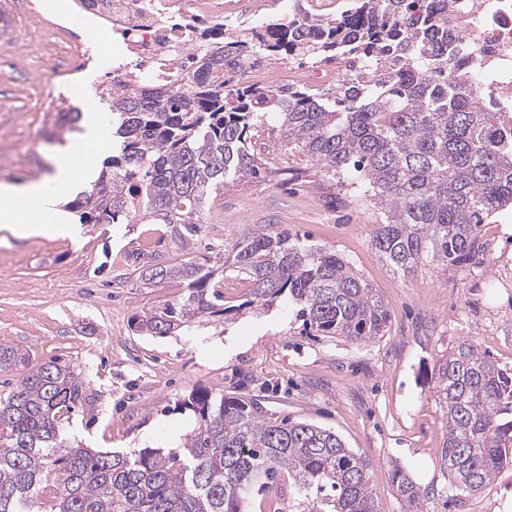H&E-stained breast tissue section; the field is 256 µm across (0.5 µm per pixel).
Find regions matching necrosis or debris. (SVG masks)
<instances>
[{
  "label": "necrosis or debris",
  "mask_w": 512,
  "mask_h": 512,
  "mask_svg": "<svg viewBox=\"0 0 512 512\" xmlns=\"http://www.w3.org/2000/svg\"><path fill=\"white\" fill-rule=\"evenodd\" d=\"M453 31L475 48L482 74L480 86L512 112V0H462ZM279 0H74L113 34H140L130 51L138 56L140 77L175 89L183 88L182 58L193 45L203 20L243 23L277 7Z\"/></svg>",
  "instance_id": "4bbe7bcc"
}]
</instances>
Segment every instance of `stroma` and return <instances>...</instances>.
Wrapping results in <instances>:
<instances>
[{
  "label": "stroma",
  "mask_w": 512,
  "mask_h": 512,
  "mask_svg": "<svg viewBox=\"0 0 512 512\" xmlns=\"http://www.w3.org/2000/svg\"><path fill=\"white\" fill-rule=\"evenodd\" d=\"M0 0L17 14L46 56L88 16L71 0ZM27 44L0 66V184L49 173L74 129H56L31 113L46 78H22ZM101 59L74 82L56 80L83 115H104L99 92L112 78L115 42L86 43ZM269 123L278 174L264 183L237 182L213 194L196 230L182 224H80L72 240L47 234L14 236L0 227V345L27 351L34 362L74 366L92 404L77 412L69 439L89 448L123 451L166 446L170 434L193 427L177 408L193 389L213 396L254 398L279 418L336 431L365 463L366 483L380 512H512V465L476 495L455 489L441 460L444 410L435 395L439 359L469 341L499 367L512 369V208L482 228L485 250L462 268L401 274L371 244L379 213L336 183L307 157L288 152ZM288 231L330 247L375 288L390 312L385 336L354 343L309 330L296 308L246 307L244 282L224 276V298L238 307L227 318L202 317L168 336L137 332L133 319L177 296L178 286L142 287L141 268L193 261L218 268L224 244L242 228ZM400 466L420 491L408 504L392 482Z\"/></svg>",
  "instance_id": "35a3bbf8"
}]
</instances>
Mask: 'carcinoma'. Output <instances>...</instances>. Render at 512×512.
Listing matches in <instances>:
<instances>
[{"instance_id": "carcinoma-1", "label": "carcinoma", "mask_w": 512, "mask_h": 512, "mask_svg": "<svg viewBox=\"0 0 512 512\" xmlns=\"http://www.w3.org/2000/svg\"><path fill=\"white\" fill-rule=\"evenodd\" d=\"M458 0H352L333 20H269L247 34L213 25L190 54L188 84L171 89L116 75L112 156L74 201L84 224L133 214L151 224H199L211 192L269 177L252 132L269 116L283 143L326 174L359 173L360 196L382 214L371 242L398 272L430 266L446 276L481 252L480 228L512 205V120L468 89L472 49L448 22ZM266 56L391 59L389 79L345 77L319 93L290 86L228 89L213 80L224 61ZM224 269L249 285L261 311L282 298L323 336L361 343L387 332L385 302L331 249L286 232L243 229ZM145 288L182 293L134 328L167 336L204 316L224 317L215 270L188 262L150 265ZM23 377L0 396V512H246L288 495L290 512H379L364 462L334 431L278 420L254 400L195 389L181 401L195 427L176 450L128 456L68 442L88 388L75 369L35 363L0 345V371ZM436 395L445 409L441 458L450 482L476 494L512 462V372L464 341L441 357ZM410 504L420 496L392 468Z\"/></svg>"}]
</instances>
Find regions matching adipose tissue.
I'll return each instance as SVG.
<instances>
[{
  "mask_svg": "<svg viewBox=\"0 0 512 512\" xmlns=\"http://www.w3.org/2000/svg\"><path fill=\"white\" fill-rule=\"evenodd\" d=\"M93 177L84 155L69 148L63 149L52 170L40 180L0 185V223L12 225L20 234L35 232L31 208L55 212L62 194L88 185Z\"/></svg>",
  "mask_w": 512,
  "mask_h": 512,
  "instance_id": "obj_1",
  "label": "adipose tissue"
}]
</instances>
